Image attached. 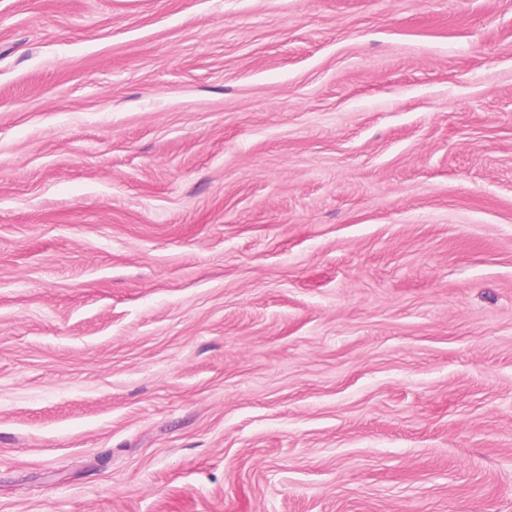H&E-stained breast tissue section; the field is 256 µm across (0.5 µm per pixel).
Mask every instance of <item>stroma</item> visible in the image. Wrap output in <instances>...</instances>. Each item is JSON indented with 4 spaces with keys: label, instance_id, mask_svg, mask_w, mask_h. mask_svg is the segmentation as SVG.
Instances as JSON below:
<instances>
[{
    "label": "stroma",
    "instance_id": "35a3bbf8",
    "mask_svg": "<svg viewBox=\"0 0 512 512\" xmlns=\"http://www.w3.org/2000/svg\"><path fill=\"white\" fill-rule=\"evenodd\" d=\"M0 512H512V0H0Z\"/></svg>",
    "mask_w": 512,
    "mask_h": 512
}]
</instances>
